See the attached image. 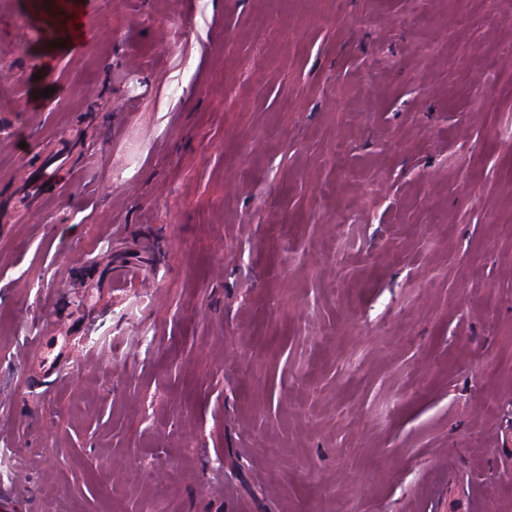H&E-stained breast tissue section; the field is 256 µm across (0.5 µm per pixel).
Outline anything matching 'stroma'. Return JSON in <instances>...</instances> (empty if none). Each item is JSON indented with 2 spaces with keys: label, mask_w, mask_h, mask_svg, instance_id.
I'll return each instance as SVG.
<instances>
[{
  "label": "stroma",
  "mask_w": 512,
  "mask_h": 512,
  "mask_svg": "<svg viewBox=\"0 0 512 512\" xmlns=\"http://www.w3.org/2000/svg\"><path fill=\"white\" fill-rule=\"evenodd\" d=\"M1 68L0 512H512V0H0Z\"/></svg>",
  "instance_id": "obj_1"
}]
</instances>
